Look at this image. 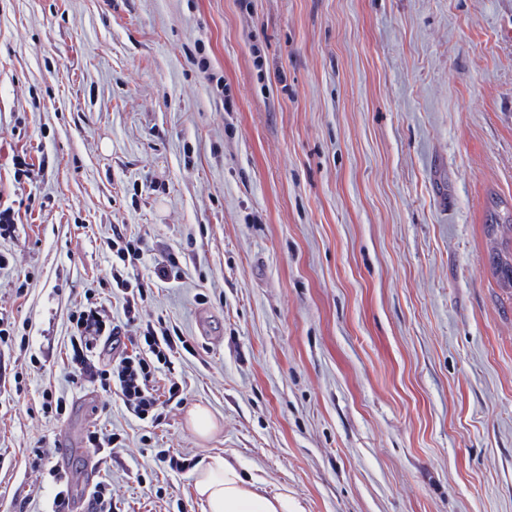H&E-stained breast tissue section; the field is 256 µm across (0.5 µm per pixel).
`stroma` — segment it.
I'll use <instances>...</instances> for the list:
<instances>
[{"label": "stroma", "mask_w": 512, "mask_h": 512, "mask_svg": "<svg viewBox=\"0 0 512 512\" xmlns=\"http://www.w3.org/2000/svg\"><path fill=\"white\" fill-rule=\"evenodd\" d=\"M21 148L43 175L14 181ZM0 202L33 273L14 301L1 270L0 303L50 359L0 385V512H47L38 444L81 492L94 426L125 438L97 474L116 512H201L157 448L308 512H512V241L487 231L512 215V0H0ZM114 224L184 258L151 312L196 353L156 424L63 370ZM40 410L45 417L63 418L69 411V400L63 395L53 392L51 388H45L42 392Z\"/></svg>", "instance_id": "stroma-1"}]
</instances>
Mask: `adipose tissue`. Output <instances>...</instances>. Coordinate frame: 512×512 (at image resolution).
<instances>
[{"label":"adipose tissue","instance_id":"adipose-tissue-1","mask_svg":"<svg viewBox=\"0 0 512 512\" xmlns=\"http://www.w3.org/2000/svg\"><path fill=\"white\" fill-rule=\"evenodd\" d=\"M194 491L201 512H306L297 497L285 490L268 492L260 477L245 476L221 455L198 465Z\"/></svg>","mask_w":512,"mask_h":512}]
</instances>
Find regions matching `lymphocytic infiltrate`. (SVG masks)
Returning <instances> with one entry per match:
<instances>
[{
	"instance_id": "lymphocytic-infiltrate-1",
	"label": "lymphocytic infiltrate",
	"mask_w": 512,
	"mask_h": 512,
	"mask_svg": "<svg viewBox=\"0 0 512 512\" xmlns=\"http://www.w3.org/2000/svg\"><path fill=\"white\" fill-rule=\"evenodd\" d=\"M110 257L105 282L112 298L99 289H84L68 314L69 348L67 373L76 386H90L102 395H116L124 407L141 421H160L165 408L180 401L184 383L175 375L174 359L192 353L181 330L165 319L152 317L148 307L157 284L177 280L183 273L180 257L169 249L148 255L144 238L119 225L101 239ZM151 267L150 277L139 271ZM120 315H113V306ZM32 325L0 308V346L26 356V367L44 370L45 359L31 354ZM109 359H102L103 350ZM31 471L48 474L53 494V512H67L71 484L66 472L51 465L43 448L30 449Z\"/></svg>"
}]
</instances>
